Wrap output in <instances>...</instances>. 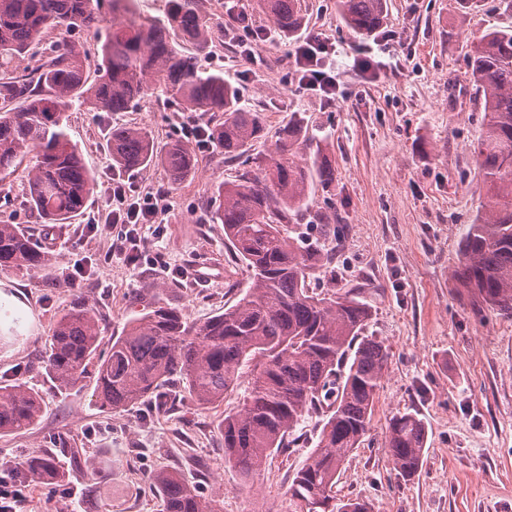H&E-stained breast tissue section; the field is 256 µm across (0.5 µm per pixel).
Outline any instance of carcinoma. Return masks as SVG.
<instances>
[{
	"label": "carcinoma",
	"mask_w": 512,
	"mask_h": 512,
	"mask_svg": "<svg viewBox=\"0 0 512 512\" xmlns=\"http://www.w3.org/2000/svg\"><path fill=\"white\" fill-rule=\"evenodd\" d=\"M138 0H0V176L32 155L27 203L44 224H65L84 212L99 187L69 138L65 112L78 103L94 111L128 112L161 92L182 112L220 113L207 139L224 158L239 160L262 137V113L240 104L221 70L202 68L182 45L205 48L212 25L201 0H167L164 18L112 24L102 14L127 13ZM283 35L305 26L304 0H254ZM346 25L368 35L384 22L386 0H338ZM93 34L98 60L73 35ZM30 55L37 65L17 74L1 66ZM470 76L484 96L482 134L474 156L486 188L484 219L467 225L452 276L478 310L512 312V28L492 29L476 44ZM314 136L302 118L278 132L261 175L213 191L208 219L246 265L251 283L235 304L200 325L153 299L131 318L109 351L97 355L101 318L71 288L70 307L47 336L45 370L60 388L94 367L101 405L122 410L178 381L190 400L211 405L237 386L241 368L257 360L238 405L224 411V459L249 481L304 420L323 413L315 447L289 476L292 512H369L358 499L333 495L349 453L369 429L388 361L383 342L361 335L370 308L352 292L322 296L310 280L324 253L301 245L287 228L305 208L314 181L328 186L331 165L307 162ZM115 167L134 172L162 164L173 184L195 164L181 140L158 146L144 128L115 125L109 134ZM49 253L16 224L0 221V270L47 271ZM44 401L22 381H0V433L29 430ZM427 431L411 413L393 417L386 448L398 475L415 477ZM32 479L61 482L55 454L30 459ZM151 483L164 512H215L196 485L161 468Z\"/></svg>",
	"instance_id": "carcinoma-1"
}]
</instances>
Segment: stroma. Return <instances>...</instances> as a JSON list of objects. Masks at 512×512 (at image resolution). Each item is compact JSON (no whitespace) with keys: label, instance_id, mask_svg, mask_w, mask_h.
Here are the masks:
<instances>
[{"label":"stroma","instance_id":"stroma-1","mask_svg":"<svg viewBox=\"0 0 512 512\" xmlns=\"http://www.w3.org/2000/svg\"><path fill=\"white\" fill-rule=\"evenodd\" d=\"M306 25L286 39L251 12L249 0H203L214 31L247 13L260 38L254 68L233 43L186 46L207 69L223 70L243 105L262 113L265 134L249 160H225L195 138L216 117L180 112L151 94L133 111L113 114L72 107L67 131L99 188L82 215L45 229L26 203L30 158L0 180V221L45 242L50 273L0 271V378L21 380L43 397L31 429L0 435V463L26 465L47 448H75L93 468L69 472L66 487L31 485L15 512H163L149 476L175 469L195 480L216 512H290L288 476L314 448L319 417L298 428L299 440L274 453L245 485L224 461L218 424L250 385L243 367L224 402L192 405L183 388L150 401L103 409L94 376L61 389L41 362L46 338L80 285L103 317L98 354H105L134 311L132 296L158 297L200 324L235 304L250 276L210 223L205 202L214 187L259 172L291 115L305 117L320 140L311 153L335 171L330 187L315 186L292 237L331 261L311 281L315 292L355 291L371 315L364 333L388 347L368 432L344 461L337 498H358L372 512H512V313H476L475 300L451 276L462 236L482 211L485 187L473 146L483 104L469 78L468 58L493 28L512 26L500 0H387L382 28L360 35L345 24L337 0H305ZM319 37L336 47L331 97L283 82L295 69L300 41ZM148 129L157 145L190 143L198 166L179 183L152 165L126 176L128 201L149 189L164 199L154 223L136 227L141 259L126 264L116 229L94 226L116 172L108 151L112 124ZM412 413L425 424L424 465L413 479L397 475L386 448L390 419ZM193 449L200 469L188 467Z\"/></svg>","mask_w":512,"mask_h":512}]
</instances>
